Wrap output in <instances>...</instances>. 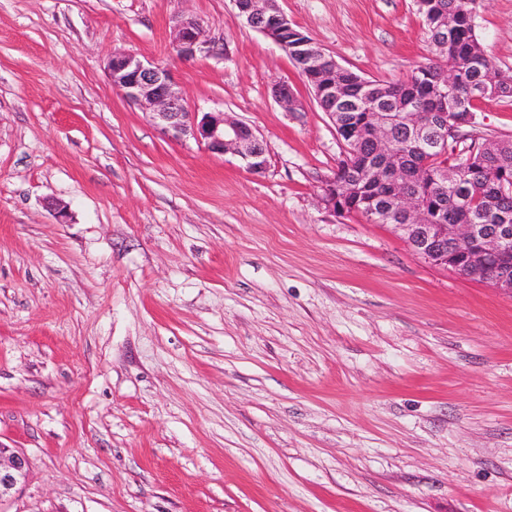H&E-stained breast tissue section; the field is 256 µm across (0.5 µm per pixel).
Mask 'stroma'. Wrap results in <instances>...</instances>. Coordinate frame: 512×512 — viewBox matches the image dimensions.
I'll use <instances>...</instances> for the list:
<instances>
[{
  "instance_id": "35a3bbf8",
  "label": "stroma",
  "mask_w": 512,
  "mask_h": 512,
  "mask_svg": "<svg viewBox=\"0 0 512 512\" xmlns=\"http://www.w3.org/2000/svg\"><path fill=\"white\" fill-rule=\"evenodd\" d=\"M279 6L370 80L433 57L416 0ZM182 13L209 53L177 56ZM475 24L512 74V0ZM116 49L257 130L266 173L162 135ZM468 132L512 138V99ZM341 154L232 0H0V445L28 459L0 512H512V294L328 212Z\"/></svg>"
}]
</instances>
